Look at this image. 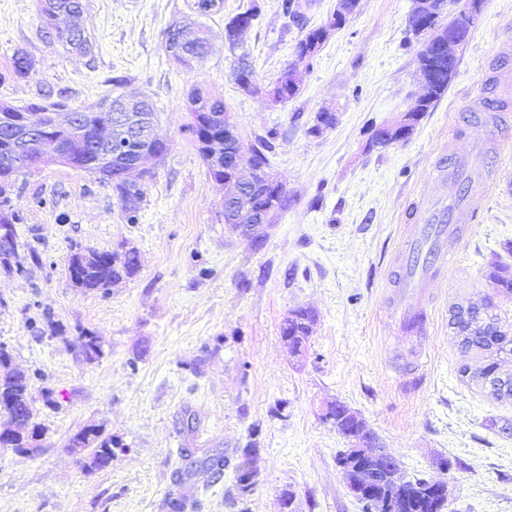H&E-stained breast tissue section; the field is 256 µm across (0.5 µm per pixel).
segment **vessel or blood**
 Returning a JSON list of instances; mask_svg holds the SVG:
<instances>
[{
  "label": "vessel or blood",
  "instance_id": "vessel-or-blood-1",
  "mask_svg": "<svg viewBox=\"0 0 512 512\" xmlns=\"http://www.w3.org/2000/svg\"><path fill=\"white\" fill-rule=\"evenodd\" d=\"M489 69L500 82L512 76V37L503 41ZM473 109L485 113L487 123L496 127L495 142H512V128L503 125L498 101L483 99ZM494 176L495 162L484 155L480 146H473L467 157L449 155L440 169L442 195L416 207L415 222L409 225L397 255L399 267L392 273L396 281L395 317L403 332L427 334L426 288L438 283L441 270L448 264L447 240L459 235L461 225L476 221L480 202Z\"/></svg>",
  "mask_w": 512,
  "mask_h": 512
}]
</instances>
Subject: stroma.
I'll use <instances>...</instances> for the list:
<instances>
[{
	"label": "stroma",
	"mask_w": 512,
	"mask_h": 512,
	"mask_svg": "<svg viewBox=\"0 0 512 512\" xmlns=\"http://www.w3.org/2000/svg\"><path fill=\"white\" fill-rule=\"evenodd\" d=\"M192 0H84L81 23L91 54L45 38L37 0H0V73L14 51L33 63L29 78L0 83V102L39 99L78 108L96 103L125 76V92L157 107L168 154L153 163L136 223L111 188L85 172L44 161L22 182L15 207L18 260L26 276L0 271V345L32 374L35 419L45 428L30 458L0 449V512H165L182 461L178 449L257 448L255 487L239 495L232 471L196 490V512H360L336 458L348 440L325 421L330 404L357 412L403 479L447 474L448 512H512V400L462 376L483 359L461 349L449 325L458 304L489 307L512 336V298L486 280L491 264L512 266V143L482 213L431 288V324L422 337L398 335L388 308V275L420 198L437 192L442 151L468 149L460 110L490 92L482 64L512 31V0H481L477 24L457 53L447 93L406 142L371 146L375 128L397 123L422 92L419 40L408 31L414 0H360L310 62L296 63L301 36L286 26L279 0H223L206 18L214 49L186 69L162 47ZM258 17L238 51L224 25L248 6ZM249 53L254 91L235 84L237 52ZM295 67L297 95L269 92ZM201 87L224 98L242 146L276 132L270 171L288 208L262 243L224 222L222 194L189 130L187 95ZM334 126L315 130L318 112ZM137 250L133 279L108 292L72 287L68 263L79 248ZM36 247L43 262H29ZM317 321L303 356H291L280 326L298 307ZM98 330L103 356L74 351L77 327ZM54 402H46V390ZM88 425L121 441L112 464L90 468L68 440Z\"/></svg>",
	"instance_id": "1"
}]
</instances>
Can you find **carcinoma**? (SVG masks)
I'll list each match as a JSON object with an SVG mask.
<instances>
[{
    "label": "carcinoma",
    "mask_w": 512,
    "mask_h": 512,
    "mask_svg": "<svg viewBox=\"0 0 512 512\" xmlns=\"http://www.w3.org/2000/svg\"><path fill=\"white\" fill-rule=\"evenodd\" d=\"M280 10L283 17L304 35L298 40L295 52L305 59H310L319 51L325 38L322 37L324 27L307 28L304 14L295 10L294 0H281ZM83 11L77 0H39V15L43 26L55 25L56 41L71 50L81 54L92 51V43L77 23ZM196 32L201 37L191 43L189 48L180 55L172 58L180 65L191 68L206 58L212 49L208 37V28L200 25ZM457 65V57L445 63V71L437 74L429 81V90L424 95L425 101L419 108L406 114V122L413 128L421 117L433 107L448 90ZM32 62L26 53L18 50L12 56L11 70L0 73V80L5 78L22 79L29 76ZM235 82L242 88L253 84V70L246 56L237 59L234 68ZM299 91L296 79L293 77L280 78L275 86L279 97L289 100ZM112 94L103 96L97 103L81 108H68L62 102L55 101L43 104H31L26 107H16L6 102H0V227L9 226L11 239L10 255H0V266L9 275L23 277L27 268L14 265L9 256L16 254L19 244L14 231V225L21 220L19 211L15 208L14 195L19 190L17 182L26 175L32 164L16 165L11 156L12 148L8 142L11 130L22 128V122L30 113L38 111L42 114L44 136L56 142L59 147L57 159L63 164L84 171L91 175L101 185L112 187L122 202L126 220L134 222L137 219L136 203L142 198L141 185L125 176L127 165L115 159L108 163L102 162V154L106 151V142L110 137L102 134L99 126L103 122L104 113L100 108L109 100ZM188 110L191 117L189 125L192 131L197 151L207 167L212 180L230 178L232 174L224 171V157H231L241 150L240 133L237 124L229 121V128H224V100L199 87L193 88L188 95ZM72 112L77 119L72 126H60L54 123V115L59 112ZM275 133L268 132L267 136L257 139L250 158L256 166H269L268 153L274 149ZM254 187L250 204L253 210L262 211L266 215V223L274 222L279 212L287 209L288 197L282 194L272 197L274 189L267 183L261 173L253 176ZM140 271L139 258L133 250H79L71 255L68 265V277L73 287L85 291L106 292L113 285L130 280ZM487 280L493 288L506 296H512V269L506 265H496L487 274ZM315 315L308 308H297L288 313L280 326L282 340L295 346L300 340H310ZM76 341L80 346L81 356L87 361H94L103 355L102 337L98 332L85 328H77ZM475 346L484 354L483 366L473 374V378L486 377L498 371L499 361L503 355H512V339L498 328L497 318L489 316V323L478 337ZM31 375L26 371L11 366L10 355L0 348V413L7 415L10 425L6 430L14 432L8 449L19 456H30L29 449L38 447L43 429L34 420L33 399L31 395ZM68 447L77 454L90 450V467L103 469L112 463L114 449L120 447L119 441L112 437L102 436L95 426H87L75 433ZM254 448L242 449L235 463H230L223 453L204 454L190 461L189 466L177 474L175 485L184 488L203 479L209 481L218 479L224 467L233 465L236 486L241 494L249 493L246 479L250 478L249 470L244 464L252 459ZM431 485L428 477H414L390 490L393 508L380 512H442L448 502L442 498L437 507H432L434 499L430 497ZM189 499L175 490L167 494L165 507L168 512H186Z\"/></svg>",
    "instance_id": "obj_1"
}]
</instances>
